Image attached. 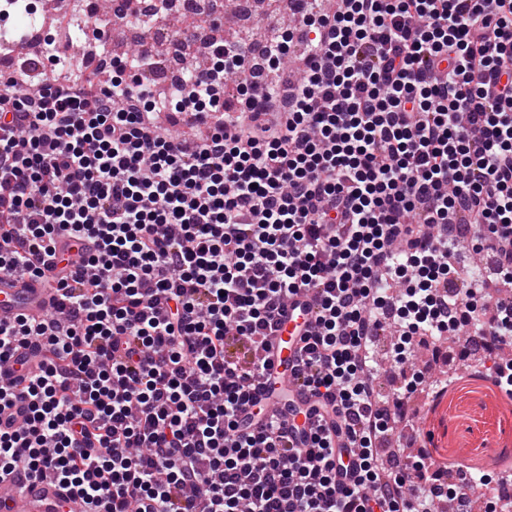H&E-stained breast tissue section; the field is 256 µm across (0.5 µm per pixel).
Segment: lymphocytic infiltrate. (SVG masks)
<instances>
[{"label":"lymphocytic infiltrate","mask_w":512,"mask_h":512,"mask_svg":"<svg viewBox=\"0 0 512 512\" xmlns=\"http://www.w3.org/2000/svg\"><path fill=\"white\" fill-rule=\"evenodd\" d=\"M319 2L266 34L265 80L233 103L251 65L223 42L163 96L117 57L95 91L64 54L26 90L0 75V274L42 277L61 236L95 246L59 270L49 319L0 321V363L30 338L48 353L0 387L29 413L0 429V472L52 476L89 512H430L428 481L460 471L409 460L369 362L396 327L392 362L439 394L420 345L512 344V0ZM174 112L198 142L158 126ZM467 235L498 271L464 275ZM306 296L312 403L286 422L261 399L268 336Z\"/></svg>","instance_id":"lymphocytic-infiltrate-1"}]
</instances>
